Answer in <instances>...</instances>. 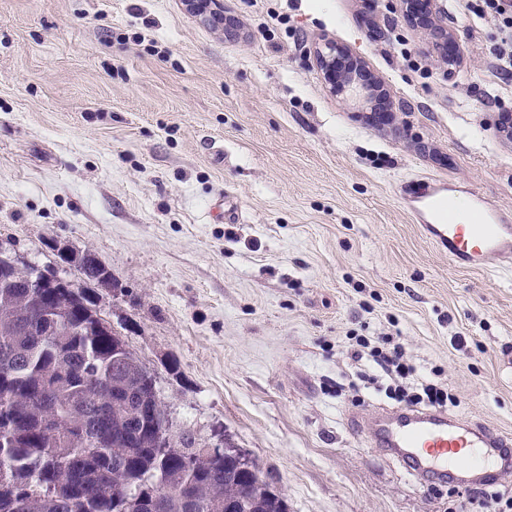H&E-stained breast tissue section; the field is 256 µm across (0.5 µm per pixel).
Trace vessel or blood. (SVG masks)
Masks as SVG:
<instances>
[{
  "label": "vessel or blood",
  "mask_w": 512,
  "mask_h": 512,
  "mask_svg": "<svg viewBox=\"0 0 512 512\" xmlns=\"http://www.w3.org/2000/svg\"><path fill=\"white\" fill-rule=\"evenodd\" d=\"M424 235L449 261L467 270H483L489 259L512 265V218L490 205L475 188L467 189L476 222L456 216L444 184L422 178L402 187ZM363 432L376 446L399 458L409 474L420 478L453 476L458 456H465L476 479L496 478L504 468L501 451L512 447V435L450 419L446 412L405 408L365 421Z\"/></svg>",
  "instance_id": "b4317fda"
}]
</instances>
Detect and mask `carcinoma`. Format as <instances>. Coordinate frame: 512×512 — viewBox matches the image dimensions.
<instances>
[{
  "mask_svg": "<svg viewBox=\"0 0 512 512\" xmlns=\"http://www.w3.org/2000/svg\"><path fill=\"white\" fill-rule=\"evenodd\" d=\"M34 272H0V512H287L257 463L244 474L170 423L141 371L112 360L113 335L77 331L92 289L58 292L68 323H41ZM147 408L167 424L160 443Z\"/></svg>",
  "mask_w": 512,
  "mask_h": 512,
  "instance_id": "1",
  "label": "carcinoma"
}]
</instances>
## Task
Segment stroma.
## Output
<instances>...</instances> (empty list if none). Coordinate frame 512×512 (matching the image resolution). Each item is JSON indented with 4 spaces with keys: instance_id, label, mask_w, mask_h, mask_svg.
I'll use <instances>...</instances> for the list:
<instances>
[{
    "instance_id": "obj_1",
    "label": "stroma",
    "mask_w": 512,
    "mask_h": 512,
    "mask_svg": "<svg viewBox=\"0 0 512 512\" xmlns=\"http://www.w3.org/2000/svg\"><path fill=\"white\" fill-rule=\"evenodd\" d=\"M0 0V249L77 279L112 274L101 316L200 447L225 433L288 512H445L360 422L393 404L336 394L351 339L399 335L442 370L457 420L512 432V269L462 270L422 234L402 183L472 185L512 212V78L493 22L449 13L444 62L403 0ZM330 38L386 111L334 96ZM497 95L490 103L488 95ZM227 197L234 222L212 207Z\"/></svg>"
}]
</instances>
